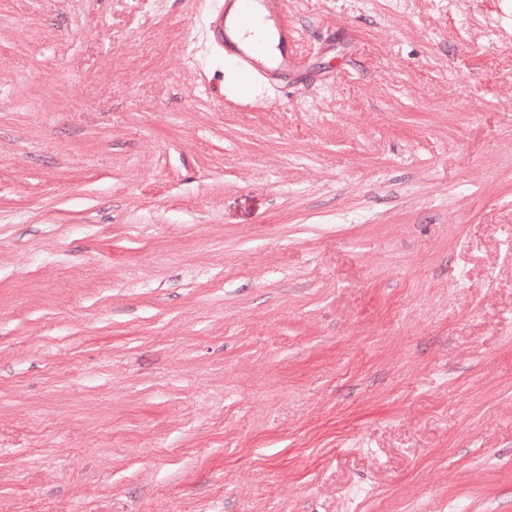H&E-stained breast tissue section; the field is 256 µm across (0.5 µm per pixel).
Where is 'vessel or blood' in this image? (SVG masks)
<instances>
[{
    "instance_id": "1",
    "label": "vessel or blood",
    "mask_w": 512,
    "mask_h": 512,
    "mask_svg": "<svg viewBox=\"0 0 512 512\" xmlns=\"http://www.w3.org/2000/svg\"><path fill=\"white\" fill-rule=\"evenodd\" d=\"M202 9L196 64L223 58L248 86L258 79L283 84L299 73L303 52L285 19L288 0H205Z\"/></svg>"
}]
</instances>
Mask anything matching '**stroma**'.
Here are the masks:
<instances>
[{
	"mask_svg": "<svg viewBox=\"0 0 512 512\" xmlns=\"http://www.w3.org/2000/svg\"><path fill=\"white\" fill-rule=\"evenodd\" d=\"M0 0V512H512V0ZM202 9L204 44L193 58L197 65L212 56L223 58L248 90L257 79L283 84L299 73L303 52L299 32L285 20L288 0H207Z\"/></svg>",
	"mask_w": 512,
	"mask_h": 512,
	"instance_id": "stroma-1",
	"label": "stroma"
}]
</instances>
